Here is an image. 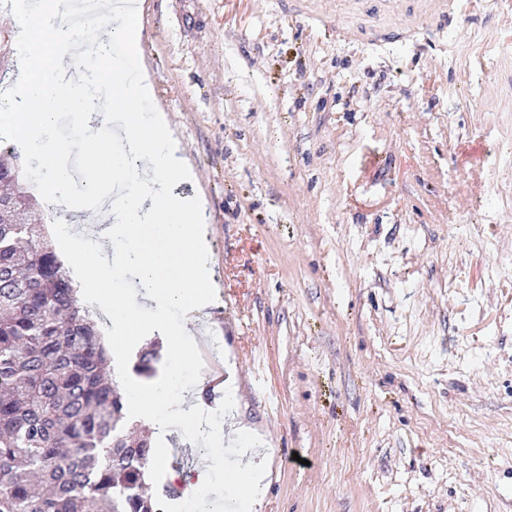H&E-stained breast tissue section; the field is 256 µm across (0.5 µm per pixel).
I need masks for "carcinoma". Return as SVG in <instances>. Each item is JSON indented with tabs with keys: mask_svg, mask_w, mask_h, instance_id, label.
<instances>
[{
	"mask_svg": "<svg viewBox=\"0 0 512 512\" xmlns=\"http://www.w3.org/2000/svg\"><path fill=\"white\" fill-rule=\"evenodd\" d=\"M0 149V512H160L147 437L119 430L126 400L44 217Z\"/></svg>",
	"mask_w": 512,
	"mask_h": 512,
	"instance_id": "carcinoma-1",
	"label": "carcinoma"
}]
</instances>
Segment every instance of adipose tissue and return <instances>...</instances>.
<instances>
[{
    "label": "adipose tissue",
    "mask_w": 512,
    "mask_h": 512,
    "mask_svg": "<svg viewBox=\"0 0 512 512\" xmlns=\"http://www.w3.org/2000/svg\"><path fill=\"white\" fill-rule=\"evenodd\" d=\"M71 0H15L12 15L22 18L20 56L24 71L8 102L0 104V132H7L39 161L44 195L63 200L80 212L104 219L100 231L82 224H62L61 237L71 244L73 262L85 273L84 288L112 328V358L120 360L130 337L163 336L170 365L153 389L131 391L135 406L150 422L179 417L188 435L205 433L220 438L224 424L219 406L205 403L207 381L196 372L192 347L186 341L185 315L207 300L208 265L201 245L199 204L171 196L167 186L185 174L186 159L168 122L144 108L152 85L140 61L141 5L107 16L108 41L99 42L94 57L74 53L81 31L66 18ZM124 48L112 56L109 46ZM108 101L110 111L100 109ZM70 113L82 136L76 148L95 178L76 180L64 161V148L54 137L60 113ZM117 123L120 134L99 135L104 123ZM117 188L110 207H103L101 185ZM133 282L138 295L152 304L154 318L144 324L125 290ZM230 491L209 489L205 472L191 488L199 512H223L226 495L248 496L257 503L263 491V472L247 463Z\"/></svg>",
    "instance_id": "ef3b65f1"
}]
</instances>
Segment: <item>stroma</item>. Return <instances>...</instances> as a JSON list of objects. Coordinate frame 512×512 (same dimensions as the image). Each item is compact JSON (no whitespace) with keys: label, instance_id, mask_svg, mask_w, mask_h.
<instances>
[{"label":"stroma","instance_id":"stroma-1","mask_svg":"<svg viewBox=\"0 0 512 512\" xmlns=\"http://www.w3.org/2000/svg\"><path fill=\"white\" fill-rule=\"evenodd\" d=\"M253 512H512V0H143ZM170 436L148 487L197 512ZM239 480L228 489L230 496L247 495L249 507L256 504L263 491V472L253 461L248 462L238 473ZM248 507V508H249Z\"/></svg>","mask_w":512,"mask_h":512}]
</instances>
